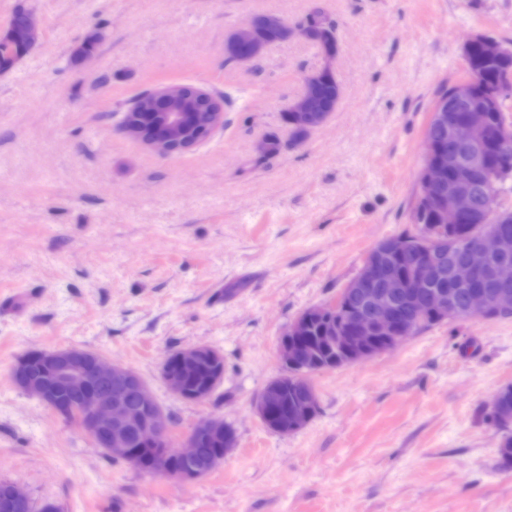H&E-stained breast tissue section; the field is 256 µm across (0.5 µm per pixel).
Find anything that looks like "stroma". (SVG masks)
Wrapping results in <instances>:
<instances>
[{
    "mask_svg": "<svg viewBox=\"0 0 512 512\" xmlns=\"http://www.w3.org/2000/svg\"><path fill=\"white\" fill-rule=\"evenodd\" d=\"M316 6L337 24L343 96L297 139L282 115L320 49L294 37L239 64L224 38ZM19 12L41 37L0 72V480L62 512H512L487 420L512 385V319L438 324L314 374L320 409L295 433L254 409L288 325L415 232L437 91L462 77L468 35L512 49V0H0V35ZM185 83L229 94L223 129L172 156L121 129L138 94ZM191 344L224 355L202 403L160 374ZM70 346L138 372L173 446L219 415L236 448L189 485L113 460L12 381L19 355Z\"/></svg>",
    "mask_w": 512,
    "mask_h": 512,
    "instance_id": "1",
    "label": "stroma"
}]
</instances>
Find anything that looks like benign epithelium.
Returning a JSON list of instances; mask_svg holds the SVG:
<instances>
[{"mask_svg":"<svg viewBox=\"0 0 512 512\" xmlns=\"http://www.w3.org/2000/svg\"><path fill=\"white\" fill-rule=\"evenodd\" d=\"M260 26L280 31L283 39L301 34L310 37L314 22L310 18L292 24L274 14L251 17L225 40L224 55L237 63L256 59V30ZM39 39V33L29 16L21 22L12 19L6 37L0 39V65L13 66ZM480 43L488 56H499L505 48L497 41L477 34L463 50ZM201 97L215 108V125L197 128L190 114L182 110L192 100L183 85L161 86L138 97L122 118L124 132L146 148L163 156L187 151L206 139L218 127L224 126V96L201 91ZM496 107L492 100L483 105L474 103L473 80L457 81L449 86L446 97L434 103L432 124L448 130V140L466 148V153L441 156L426 147L423 167L419 173L415 209L410 221L416 225V243L429 255L400 270L388 261V255L399 251L397 240L375 246L367 255L357 275L341 295L356 304L348 317L347 334L328 341H337L343 356L339 365H350L390 351L414 334L420 323V313L432 310L435 318L446 321L459 314L457 288L471 289L468 315L490 319L491 316L512 314V241L493 228L486 229L470 246L464 258L453 264L450 285L439 283L443 277L446 253L440 240V224H459L469 218L484 221L494 219L503 207L512 215V206L498 194L491 193L494 207L486 211L474 209L473 173L484 161L480 145L486 126L485 113ZM290 111L299 113L303 125L312 130L321 126L332 111L319 112L307 92L293 102ZM432 208L434 224L420 223L424 209ZM405 299L409 313H404L397 300ZM323 311L312 307L293 320L281 335L278 358L284 373L271 380L257 402V414L264 425L278 434L301 430L311 420L318 403L315 388L308 384L316 366V351L305 341L304 330L309 316ZM210 360L220 354L210 352L208 345L181 348L174 361H164L161 375L173 394L189 402H203L210 393L186 396L183 376L194 370L204 357ZM43 375L29 369L30 354L20 356L12 367L15 385L39 400L56 415L72 420L96 447L133 466L137 455L148 452L156 474L183 483L198 481L223 462L237 447L234 429L221 417L209 416L193 423L186 431L184 447L173 452L167 441L172 430L170 416L156 401L145 380L133 369L109 363L97 353L67 347L39 351ZM290 380L307 384L304 401L288 408L281 405L283 383ZM135 395L139 407L131 405L128 396ZM139 447H131V437ZM224 438V450L211 462L200 463L196 449L204 439ZM0 512H32L28 492L11 484L9 494L0 498Z\"/></svg>","mask_w":512,"mask_h":512,"instance_id":"1","label":"benign epithelium"}]
</instances>
